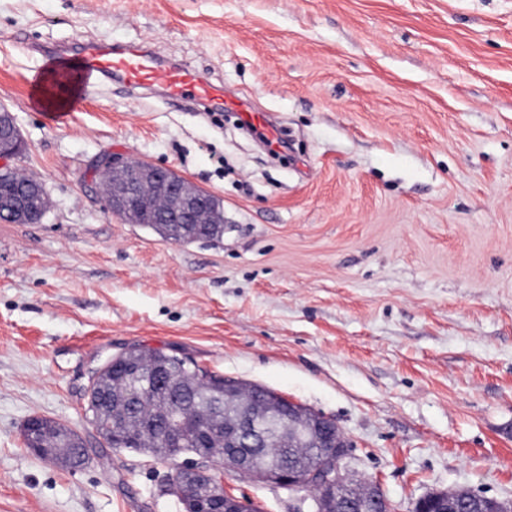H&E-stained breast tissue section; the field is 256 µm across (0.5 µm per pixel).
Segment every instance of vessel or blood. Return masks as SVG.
<instances>
[{"label": "vessel or blood", "mask_w": 512, "mask_h": 512, "mask_svg": "<svg viewBox=\"0 0 512 512\" xmlns=\"http://www.w3.org/2000/svg\"><path fill=\"white\" fill-rule=\"evenodd\" d=\"M72 75L80 96L93 91L106 78L116 79L125 91L156 86L175 103L210 101L238 112L244 122L267 127L270 136L278 134L268 114L254 110L246 99L226 93L223 87L202 79L191 69L163 65L145 51L91 44L85 46Z\"/></svg>", "instance_id": "1"}]
</instances>
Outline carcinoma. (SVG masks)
<instances>
[{"instance_id": "1", "label": "carcinoma", "mask_w": 512, "mask_h": 512, "mask_svg": "<svg viewBox=\"0 0 512 512\" xmlns=\"http://www.w3.org/2000/svg\"><path fill=\"white\" fill-rule=\"evenodd\" d=\"M25 177L18 171L0 172V197L23 190ZM162 238L178 242L184 240H216L224 237V225L204 224L191 232L177 228L171 231L160 224H151ZM136 364L125 360L116 362L115 368L94 373L87 390L89 420L105 442L114 448H135L154 453L166 448L170 454L199 452L217 464H224V414L210 406L211 396L224 386V378L209 374L196 367L175 368V386L152 387L153 365L162 359L159 350L130 352ZM185 424L182 438L174 441L165 433L169 417ZM207 427L210 433L205 441L198 440L197 431ZM32 447L54 449L53 458L68 463V449L81 448L80 438L65 425L47 418L41 419L39 432L29 441ZM268 458L287 462L303 473L318 464L315 443L308 434L298 429L288 443L277 440L264 449Z\"/></svg>"}]
</instances>
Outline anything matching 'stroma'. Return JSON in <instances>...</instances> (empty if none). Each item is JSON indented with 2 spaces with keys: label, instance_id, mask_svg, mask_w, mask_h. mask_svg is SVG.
I'll list each match as a JSON object with an SVG mask.
<instances>
[{
  "label": "stroma",
  "instance_id": "35a3bbf8",
  "mask_svg": "<svg viewBox=\"0 0 512 512\" xmlns=\"http://www.w3.org/2000/svg\"><path fill=\"white\" fill-rule=\"evenodd\" d=\"M88 42L249 98L286 148L157 90L40 103ZM0 105L48 199L40 223L0 221V512H183L166 457L86 417L91 375L131 345L333 420L392 512L512 501V0H0ZM113 151L213 193L223 241L113 215L92 169ZM33 416L86 463L32 454ZM218 477L263 512L294 504ZM507 504L494 497L467 490L430 492L418 499L415 509L420 512H512Z\"/></svg>",
  "mask_w": 512,
  "mask_h": 512
}]
</instances>
